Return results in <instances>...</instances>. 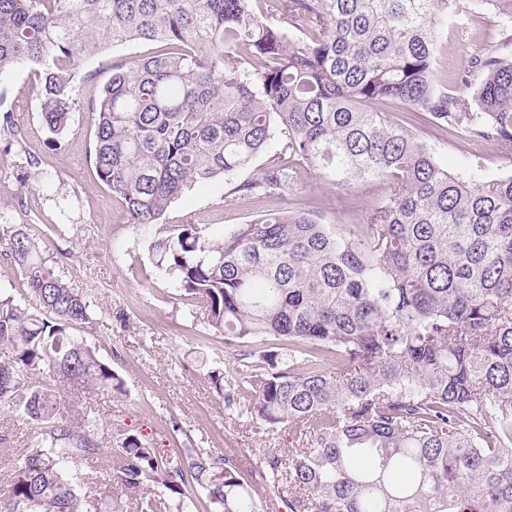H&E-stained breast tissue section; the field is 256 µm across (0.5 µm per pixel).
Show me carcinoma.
<instances>
[{
    "label": "carcinoma",
    "instance_id": "carcinoma-1",
    "mask_svg": "<svg viewBox=\"0 0 512 512\" xmlns=\"http://www.w3.org/2000/svg\"><path fill=\"white\" fill-rule=\"evenodd\" d=\"M457 0H0V76L37 70L54 135L80 111L79 62L108 45L157 44L112 76L90 112L93 164L130 223L152 224L192 187L251 167L275 137L288 158L239 183L281 196L302 167L336 186L378 182L353 233L305 210H269L214 239L198 224L156 237L155 267L227 344L210 377L230 415L287 448H264V485L290 512H512V175L448 171L412 130L373 110L395 101L465 139L512 152V0H472L501 21V48L448 91L434 71ZM283 18L287 25L270 19ZM4 257L27 298L0 292V412L40 425L0 512H100L79 467L101 456L96 417L69 414L52 376L122 390L73 330L91 303L8 226ZM273 341L264 349L256 339ZM113 449L139 512H258L229 456L172 458L129 429ZM293 488L301 497H285Z\"/></svg>",
    "mask_w": 512,
    "mask_h": 512
}]
</instances>
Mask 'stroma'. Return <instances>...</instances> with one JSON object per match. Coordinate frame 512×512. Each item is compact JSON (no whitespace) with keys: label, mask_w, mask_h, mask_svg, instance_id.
Instances as JSON below:
<instances>
[{"label":"stroma","mask_w":512,"mask_h":512,"mask_svg":"<svg viewBox=\"0 0 512 512\" xmlns=\"http://www.w3.org/2000/svg\"><path fill=\"white\" fill-rule=\"evenodd\" d=\"M458 5L435 68L448 74L449 91L461 94L465 88L458 74L472 58L498 48L502 35L492 14L472 10L469 0ZM153 50L150 43L128 42L86 61L82 69L90 78L80 88L82 110L58 138L40 122L34 69L22 65L0 76V114H10L18 135L13 145L0 137V227L23 225L39 234L48 265L93 303V320L81 335L124 382L123 391L112 393L59 384L73 415L126 423L171 453L192 446L230 455L252 473L260 512H289L255 474L261 449L270 445L266 431L227 416L209 377L213 370H232L234 349L183 304L172 279L154 267L148 246L170 224H200L218 233L264 211L288 208L312 212L321 223L349 232L365 222L383 191L376 184L344 190L321 172L305 169L288 193L232 201L233 183L216 179L187 192L158 223H128L121 205L96 177L87 109L111 76L113 62L136 60ZM376 109L413 130L450 170L485 178L512 175V154L466 140L387 102ZM34 434L27 420L0 416V498L8 495L14 466ZM81 475L84 492L101 500L102 512H136L131 497L113 486L109 454L82 465Z\"/></svg>","instance_id":"obj_1"}]
</instances>
